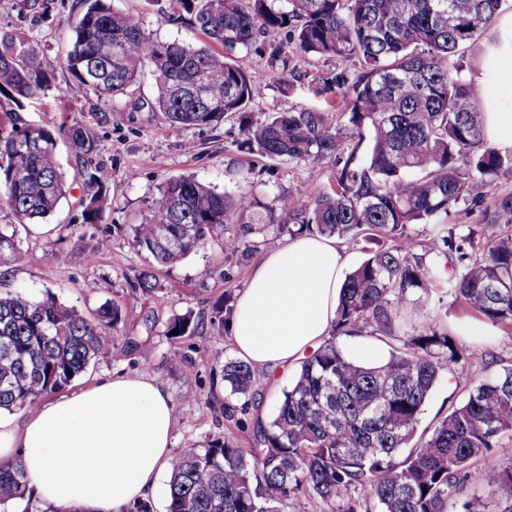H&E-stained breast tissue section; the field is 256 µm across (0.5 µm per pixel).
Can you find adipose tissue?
<instances>
[{
  "label": "adipose tissue",
  "instance_id": "1",
  "mask_svg": "<svg viewBox=\"0 0 512 512\" xmlns=\"http://www.w3.org/2000/svg\"><path fill=\"white\" fill-rule=\"evenodd\" d=\"M352 259L319 235L266 253L227 322L236 355L271 374L316 351ZM172 438L171 397L149 374L108 378L24 413L0 409V460L22 455L35 496L61 512H127L147 501L171 466Z\"/></svg>",
  "mask_w": 512,
  "mask_h": 512
}]
</instances>
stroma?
Masks as SVG:
<instances>
[{
  "instance_id": "1",
  "label": "stroma",
  "mask_w": 512,
  "mask_h": 512,
  "mask_svg": "<svg viewBox=\"0 0 512 512\" xmlns=\"http://www.w3.org/2000/svg\"><path fill=\"white\" fill-rule=\"evenodd\" d=\"M114 9L138 15L154 39L179 41L199 46L202 35L188 21L169 16L168 0H111ZM79 16L77 0H0V28L25 33L37 42L53 67L51 87L25 103L23 116L32 123L60 126L80 122L94 134L98 148L94 163L109 173L107 206L101 223L82 221L81 202L94 193L83 173V163L67 147L58 159L69 192L48 226L19 230L22 253L18 261L0 266V294L21 291L41 298L51 294L62 304L92 317L104 304L132 309L133 318L119 329L120 335L136 338L122 357H104L91 363L76 378L72 389L92 384L115 374H151L168 389L173 404V453L200 448L211 440L233 436L249 446L255 419L272 420L279 396L293 380L284 374L279 381L263 380L259 387L261 405L239 412L237 421L224 419L227 395L221 369L233 349L227 335L217 334L211 324L224 295L241 288L252 267L273 248L286 243V236L268 229L254 238V249L245 257L229 255L223 240L211 242L180 264L156 265L132 243L131 228L148 213L151 197L168 178L192 175L230 195L244 190L258 193L270 207L282 198L301 196L315 182H327L330 169L288 160H270L247 154L238 120L224 121L215 128L175 129L162 113L146 110L153 97V78L143 74L122 99L105 102L90 89L72 87L62 65L72 21ZM236 62L248 70H264L268 79L248 105L253 118L290 108L327 109L330 99L322 91L321 79L344 69L336 59L289 54L286 67L296 79L290 92H283L279 70L270 66L267 55L239 53ZM139 101L143 110L132 109ZM512 195V175L500 177L484 206L495 198ZM484 206L460 204L451 221L477 226L481 238L498 235V228L483 222ZM150 273L165 297L156 305L152 294L142 291L137 279ZM189 316L196 327L193 335L174 339L166 334L168 321ZM471 313L453 305L451 297L429 299L427 311L401 315L402 331L408 335L428 332L442 323L454 338H461V323ZM474 344L488 351L485 362L465 368L454 380L440 379L421 416V427L431 428L464 398V384L488 378L502 367L512 366V332L485 326Z\"/></svg>"
}]
</instances>
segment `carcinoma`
Returning a JSON list of instances; mask_svg holds the SVG:
<instances>
[{
    "instance_id": "cac0c4a2",
    "label": "carcinoma",
    "mask_w": 512,
    "mask_h": 512,
    "mask_svg": "<svg viewBox=\"0 0 512 512\" xmlns=\"http://www.w3.org/2000/svg\"><path fill=\"white\" fill-rule=\"evenodd\" d=\"M205 37L191 47L162 42L140 18L109 0H79L63 62L73 87L112 100L151 71L150 109L169 126L216 127L240 120L246 141L268 159L333 165L331 181L313 184L275 214L252 192H217L192 176L170 177L133 243L172 266L224 237V250L246 255L250 236L270 224L289 236L319 234L391 241L350 272L336 322L321 348L304 359L282 391L275 417L256 421L251 446L232 437L174 455L166 512H311L319 500L333 512H450L453 495L475 485L512 512V467L492 454L512 439V368L468 390L430 430L419 431L425 402L443 369L486 360L485 349L458 345L437 327L396 334L395 319L424 297L448 294L493 327L512 329V233L483 241L472 227L448 223L459 203L481 205L494 181L512 174V151L491 145L478 109L482 92L467 76L468 51L492 27L507 0H170ZM284 40L268 41L271 33ZM353 61L325 79L338 111L295 108L263 121L247 106L264 83L259 70L236 63L241 51ZM52 71L40 45L0 29V203L16 224L42 221L66 196L58 167L64 137L81 159L97 150L90 129L29 123L24 101L49 87ZM82 212L98 224L108 178ZM489 224L512 227V196L494 203ZM238 229L226 232V225ZM410 224H432L434 237L411 238ZM18 256L15 224H0V264ZM129 313L102 305L88 319L48 294L0 296V408H24L61 390L103 355L105 331ZM375 337L390 347L371 366L350 360L347 338ZM228 396L249 402L262 373L224 360ZM362 489L366 498L351 496ZM31 491L21 457L0 461V507Z\"/></svg>"
}]
</instances>
